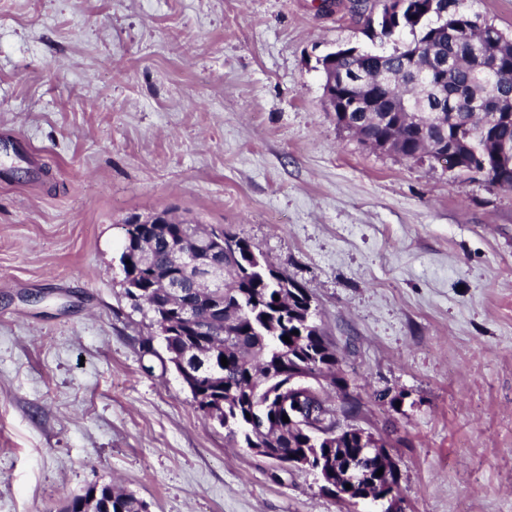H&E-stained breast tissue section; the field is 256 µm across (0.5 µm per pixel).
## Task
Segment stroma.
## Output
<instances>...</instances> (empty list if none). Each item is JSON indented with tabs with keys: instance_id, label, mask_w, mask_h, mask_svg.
Masks as SVG:
<instances>
[{
	"instance_id": "obj_1",
	"label": "stroma",
	"mask_w": 512,
	"mask_h": 512,
	"mask_svg": "<svg viewBox=\"0 0 512 512\" xmlns=\"http://www.w3.org/2000/svg\"><path fill=\"white\" fill-rule=\"evenodd\" d=\"M350 0H0V512H381L228 444L123 294L122 226L248 239L309 289L392 512H512V189L362 145L319 59ZM106 502L111 505L110 511L101 509ZM66 512H147V505L133 494L111 484H102L91 486L84 494L74 497L68 503Z\"/></svg>"
}]
</instances>
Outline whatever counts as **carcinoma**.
Wrapping results in <instances>:
<instances>
[{"instance_id": "carcinoma-1", "label": "carcinoma", "mask_w": 512, "mask_h": 512, "mask_svg": "<svg viewBox=\"0 0 512 512\" xmlns=\"http://www.w3.org/2000/svg\"><path fill=\"white\" fill-rule=\"evenodd\" d=\"M408 26L416 32L413 39L390 54L367 51L357 56H341L329 61L333 71L348 74L363 72L377 76L384 71L396 79L393 98L373 108L380 120L366 121L355 135L363 144L373 149L395 153L405 159H415L425 144L452 143L463 153L468 165L485 169L484 176L491 182L512 187V159L499 162L494 157L497 146L512 145V114L501 118L485 132H476L465 122L447 126L418 127L398 124L399 105L404 100L423 102V108L445 116L461 108L469 99L489 94L501 99L504 107H512V78L504 83L484 87L475 80L474 73L484 66L485 55L490 51L494 37L486 34L480 46L472 44L464 33H445L429 23L406 16ZM434 56L439 62L453 60L448 67L435 72L427 81L415 82L417 65ZM203 232L226 242L234 241L242 249L254 252L259 259L264 255L247 239L228 232L222 226H211ZM244 254L224 251L222 287L217 292L224 295V308L232 309L234 317L224 319V325L213 326L214 307L211 290L187 288L183 301L193 304L198 314L209 325L210 333L186 336H161L169 356L190 352V357L202 355L199 366L204 376V397L223 405L226 438L233 444L249 447L251 442H275V451L281 455L308 447L307 435L292 423L283 421L276 410L278 399V370L293 367L311 372L321 379V402L316 409L326 414L330 421L336 412L352 415L359 404L344 398L340 405L333 404L330 389L336 387V366L339 359L336 349L323 330L305 317H313L309 309L313 300L307 288L292 280L285 272L271 264L266 267L273 274L248 265H241ZM167 296L160 288H151L145 298L135 304L143 315H154L160 302ZM289 337L285 342L283 337ZM227 358L228 365L221 364ZM265 403L266 423L255 421L253 406ZM111 505L110 512H147V505L134 495L110 484L94 485L84 494L74 497L66 512H103L101 505Z\"/></svg>"}]
</instances>
